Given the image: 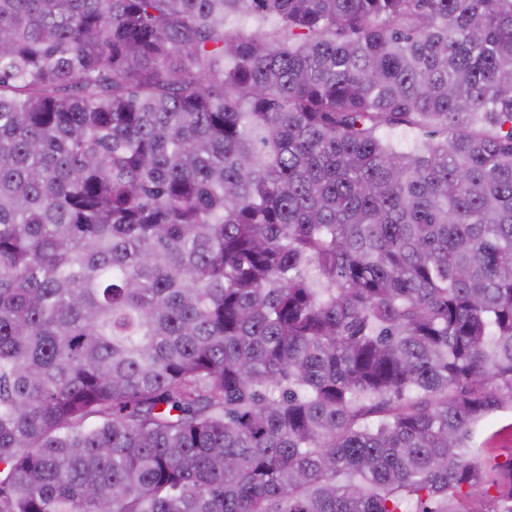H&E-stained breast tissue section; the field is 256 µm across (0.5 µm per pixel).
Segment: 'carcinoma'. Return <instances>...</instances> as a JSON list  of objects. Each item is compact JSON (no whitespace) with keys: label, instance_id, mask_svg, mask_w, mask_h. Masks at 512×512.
Wrapping results in <instances>:
<instances>
[{"label":"carcinoma","instance_id":"cac0c4a2","mask_svg":"<svg viewBox=\"0 0 512 512\" xmlns=\"http://www.w3.org/2000/svg\"><path fill=\"white\" fill-rule=\"evenodd\" d=\"M506 407L512 0H0V512H512ZM477 445L483 444L480 461L495 477L512 463V412L505 411L488 418L475 433Z\"/></svg>","mask_w":512,"mask_h":512}]
</instances>
